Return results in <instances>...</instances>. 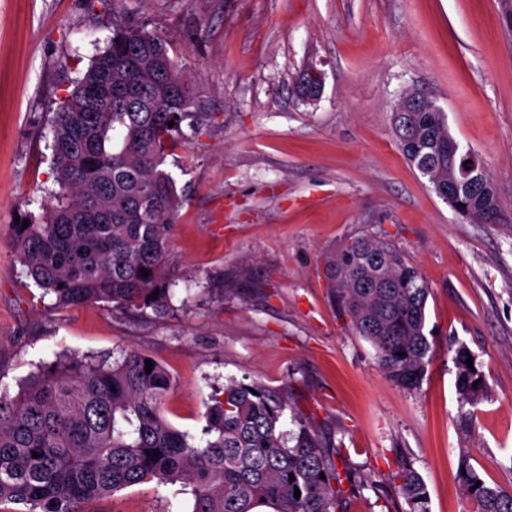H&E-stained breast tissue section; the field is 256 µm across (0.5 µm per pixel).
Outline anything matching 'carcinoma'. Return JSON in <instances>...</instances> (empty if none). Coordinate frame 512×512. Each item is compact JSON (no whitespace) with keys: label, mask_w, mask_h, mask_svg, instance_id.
I'll return each mask as SVG.
<instances>
[{"label":"carcinoma","mask_w":512,"mask_h":512,"mask_svg":"<svg viewBox=\"0 0 512 512\" xmlns=\"http://www.w3.org/2000/svg\"><path fill=\"white\" fill-rule=\"evenodd\" d=\"M202 116L193 84L160 36L137 26L113 30L51 119L59 191L39 217L25 216L29 226L14 229L16 259L55 306L102 303L157 316L175 310L165 269L183 199L165 162L171 144L186 138L182 123L190 120L198 135ZM391 124L405 158L453 211L480 220L496 213L488 173L473 176L448 157L445 113L394 112ZM326 268L355 335L372 345L396 385L418 387L432 353L431 288L420 270L372 236L347 240ZM468 355L460 347L454 358L465 405L487 391ZM146 359L135 350L115 360L59 358L17 394L1 389L0 503L96 512L99 501L126 488L180 483L192 496L191 512H344L341 485L350 474L337 470L287 392L230 382L211 397L196 439L166 419L172 377L156 361L146 372ZM289 419L297 429H286ZM461 466L459 483L477 512H512V487L486 484L465 457ZM395 479L410 512H428V491L413 466L402 464Z\"/></svg>","instance_id":"cac0c4a2"}]
</instances>
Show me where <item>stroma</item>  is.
Returning a JSON list of instances; mask_svg holds the SVG:
<instances>
[{
    "label": "stroma",
    "mask_w": 512,
    "mask_h": 512,
    "mask_svg": "<svg viewBox=\"0 0 512 512\" xmlns=\"http://www.w3.org/2000/svg\"><path fill=\"white\" fill-rule=\"evenodd\" d=\"M144 26L184 67L205 112L166 160L184 205L168 269L180 309L159 318L100 304L59 309L17 262L16 217L56 191L49 120L113 29ZM315 67L324 91L294 92ZM428 92L481 160L497 223L459 216L409 164L391 113ZM385 238L431 289L432 360L419 388L380 369L333 300L325 258ZM486 375L461 404L457 348ZM134 349L173 377L167 419L199 435L232 380L287 390L337 466L359 481L347 512H408L410 461L429 512H472L461 459L512 486V0H0V389L57 355ZM173 486H133L99 512H183ZM399 489L411 512H428V491L421 475L412 465L404 463L397 474Z\"/></svg>",
    "instance_id": "1"
}]
</instances>
